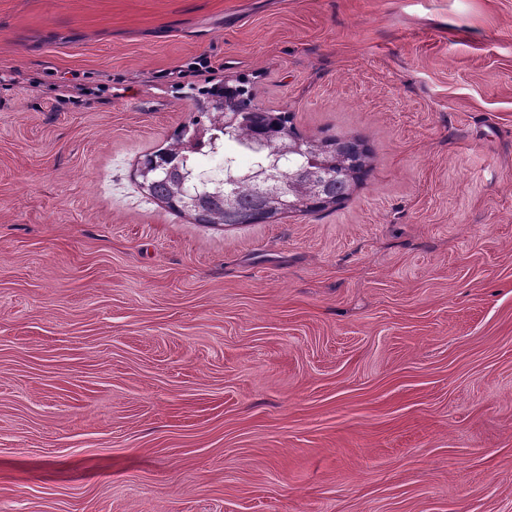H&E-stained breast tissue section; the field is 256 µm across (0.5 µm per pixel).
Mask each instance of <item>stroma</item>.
<instances>
[{
  "label": "stroma",
  "instance_id": "35a3bbf8",
  "mask_svg": "<svg viewBox=\"0 0 512 512\" xmlns=\"http://www.w3.org/2000/svg\"><path fill=\"white\" fill-rule=\"evenodd\" d=\"M237 78L349 199L141 191ZM0 512H512V0H0Z\"/></svg>",
  "mask_w": 512,
  "mask_h": 512
}]
</instances>
